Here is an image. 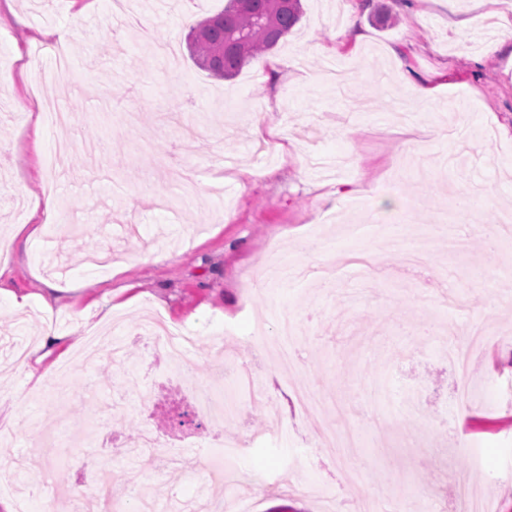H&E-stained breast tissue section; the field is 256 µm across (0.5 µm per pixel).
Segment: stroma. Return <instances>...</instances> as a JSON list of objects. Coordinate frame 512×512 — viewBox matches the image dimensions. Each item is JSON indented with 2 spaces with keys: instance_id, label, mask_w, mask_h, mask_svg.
<instances>
[{
  "instance_id": "1",
  "label": "stroma",
  "mask_w": 512,
  "mask_h": 512,
  "mask_svg": "<svg viewBox=\"0 0 512 512\" xmlns=\"http://www.w3.org/2000/svg\"><path fill=\"white\" fill-rule=\"evenodd\" d=\"M226 3L137 0L148 38L116 26L112 0H95L77 25L57 0H17L16 18L0 21V238L27 223L46 189L58 205L54 224L0 256L5 286L43 292L53 260L73 263L79 287L54 319L59 332L108 302L124 347L116 361L104 343L65 380L33 387L16 351L41 310L0 298V365L11 370L0 391L16 434L11 456H0V499L24 489L26 512H52L32 486L49 473L62 489H83L91 461L112 475V512L132 495L154 512H196L203 462L218 456L253 477L224 491L226 512H322L327 498L335 512H454L464 480L491 512H512V244L500 235L492 249L483 235L512 213V49L482 33L512 34V0H301L299 23L267 53L286 68L250 64L217 80L190 58L186 37ZM351 17L363 39H335ZM47 29L70 43V81L51 78ZM330 42L353 63L342 94L323 77L320 47ZM31 55L32 72L23 66ZM406 69L439 86L432 103L403 97ZM32 96L71 112L73 127L29 121ZM258 108L272 113L293 161L253 140L247 115ZM448 123L466 139H433ZM174 164L196 171L197 194L157 208ZM116 182L123 194H113ZM318 183L341 196L319 198ZM472 185L495 207L460 212ZM453 230L469 235L456 256L439 247ZM394 231L423 251L433 292L408 277L389 245ZM284 311L302 324L301 370L284 372L270 350L251 371L257 398L226 382L220 440L201 418L168 420L167 402H189L232 363H251L241 337L274 334ZM156 314L196 330L183 376L136 339ZM475 322L489 340L470 355L472 415L462 421L443 348ZM277 380L311 387L320 403L285 408ZM92 420L112 447L85 441ZM347 429L356 438L342 452L317 440ZM147 431L171 455L194 456L148 465ZM61 433L80 447L28 457L37 437ZM239 442L247 451L225 455Z\"/></svg>"
}]
</instances>
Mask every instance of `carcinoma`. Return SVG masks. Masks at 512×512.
I'll return each mask as SVG.
<instances>
[{"instance_id": "1", "label": "carcinoma", "mask_w": 512, "mask_h": 512, "mask_svg": "<svg viewBox=\"0 0 512 512\" xmlns=\"http://www.w3.org/2000/svg\"><path fill=\"white\" fill-rule=\"evenodd\" d=\"M300 0H228L220 13L193 26L188 42L196 63L215 77L236 75L298 23Z\"/></svg>"}]
</instances>
